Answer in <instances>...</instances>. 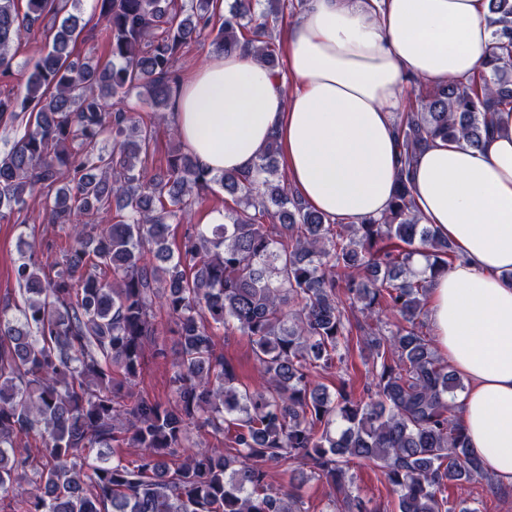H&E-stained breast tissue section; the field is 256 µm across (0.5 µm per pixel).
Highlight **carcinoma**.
Here are the masks:
<instances>
[{
	"mask_svg": "<svg viewBox=\"0 0 512 512\" xmlns=\"http://www.w3.org/2000/svg\"><path fill=\"white\" fill-rule=\"evenodd\" d=\"M108 55L73 59L83 28L59 0H0V77L13 47L43 35L17 93L0 97V125L23 131L0 154V220L37 198L64 232L55 257L20 241L21 302L0 307V499L30 487L27 512H303L268 470L307 466L344 495L347 512H375L348 493L351 468H381L397 512L448 508V484L485 477L457 414L461 376L442 363L421 317L433 276L457 258L448 237L422 223L409 180L429 143L479 148L512 110V0H489L495 46L486 70L418 83L396 116L397 190L378 218L350 224L311 208L279 173L271 141L253 176L212 174L184 146L149 173L159 122L179 80L176 61L205 31L215 50L250 47L272 71L280 53L255 0H94ZM149 119L112 110L133 91ZM112 142L108 151L103 143ZM218 185L224 223L197 224L178 251L170 225ZM427 258L424 271L413 258ZM362 315L352 337L346 308ZM162 310L177 336L173 405L125 390L141 373L145 341ZM252 345L263 382L239 383L217 351V330ZM372 357L360 392L321 374L346 364L351 341ZM216 445L180 451L190 427ZM41 439L38 455L21 444ZM229 436L230 447L221 446ZM138 460L113 459L115 449Z\"/></svg>",
	"mask_w": 512,
	"mask_h": 512,
	"instance_id": "obj_1",
	"label": "carcinoma"
}]
</instances>
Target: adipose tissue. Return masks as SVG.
I'll return each instance as SVG.
<instances>
[{"mask_svg":"<svg viewBox=\"0 0 512 512\" xmlns=\"http://www.w3.org/2000/svg\"><path fill=\"white\" fill-rule=\"evenodd\" d=\"M488 0H307L284 30V73L250 49L215 53L181 80L177 132L204 169L253 173L277 138L290 188L349 222L391 202L396 115L411 79L479 74L493 45ZM482 148L430 143L411 191L424 223L460 253L430 291V322L468 383L461 420L486 471L512 486V113Z\"/></svg>","mask_w":512,"mask_h":512,"instance_id":"obj_1","label":"adipose tissue"}]
</instances>
